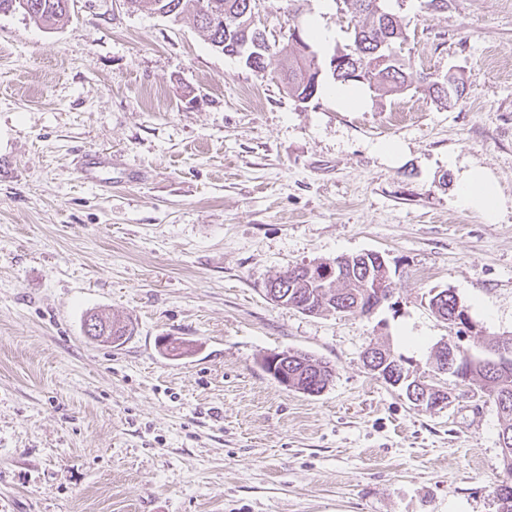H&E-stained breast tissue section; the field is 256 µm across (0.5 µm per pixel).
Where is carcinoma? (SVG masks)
I'll use <instances>...</instances> for the list:
<instances>
[{"label": "carcinoma", "mask_w": 512, "mask_h": 512, "mask_svg": "<svg viewBox=\"0 0 512 512\" xmlns=\"http://www.w3.org/2000/svg\"><path fill=\"white\" fill-rule=\"evenodd\" d=\"M135 10H150L178 21L186 14L196 20L199 31L217 51L234 49L238 42L248 40L258 43L256 57L246 56V66L263 73L268 67L266 59L271 54L279 56V65L286 80L288 95L299 102L305 101L308 88L317 68L323 62L313 53L295 52L294 42L287 40L279 48H274L266 31L255 26L241 28L246 21L243 14L256 0H129ZM353 7L354 20L350 43L345 52L348 60L336 65L338 73L333 75L340 84L361 83L385 94H400L410 87L407 66L404 60L392 65L384 62V53L377 51L382 43L394 47L408 40L406 25L396 16L384 18L372 9L374 0H344ZM9 12L20 14L24 19L41 27L52 28L70 18L71 0H0V14ZM463 82L443 77L435 80L423 78L419 89L428 94L437 103L448 107L456 104L463 95ZM362 270L358 263L346 266L343 280L332 277L326 279L320 275L308 274V265L298 264L288 272L268 281V285L278 286V296L274 301L294 308L303 314L321 315L325 312L342 311L350 314L365 313L370 298L362 288ZM456 296L447 293L441 301V313L451 325L464 322L463 311L456 309ZM473 344L483 348L485 356L470 352L466 346L454 349L455 368L468 369L472 379L477 381L480 392L493 402L499 419L508 424L499 433L508 434V442L501 448L508 449L512 458V367L503 368L505 351H512V336H485L477 331L470 337ZM296 364L288 366V374L294 382L292 388L304 394L325 389L333 380L334 370L329 363L314 359L306 353L294 352Z\"/></svg>", "instance_id": "cac0c4a2"}]
</instances>
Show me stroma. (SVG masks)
<instances>
[{
  "label": "stroma",
  "mask_w": 512,
  "mask_h": 512,
  "mask_svg": "<svg viewBox=\"0 0 512 512\" xmlns=\"http://www.w3.org/2000/svg\"><path fill=\"white\" fill-rule=\"evenodd\" d=\"M411 81L455 71L445 108L411 88L301 103L211 47L191 16L74 0L44 29L0 14V512H497L495 406L444 376L412 405L363 365L370 344L430 370L447 290L487 336L512 335V208L453 203L489 170L512 199V0H389ZM344 0H304L349 42ZM398 143L397 154L380 151ZM121 160L100 190L80 157ZM374 251L392 295L373 313L305 315L267 281ZM124 323L91 339V313ZM184 343L175 356L167 340ZM330 363L323 393L286 389L264 356ZM93 320H96L98 322L102 330L104 329L105 325H107L109 329H112L109 331V333L112 331V336H107L106 330L102 332L99 326H91L90 324L87 326V322ZM86 326V331L89 336L100 341L109 340L111 344H113V341H111L113 336H118L117 338L119 339L122 338L123 336H130L131 334V330L128 328V325H120V323H115L114 321L106 320L102 317H99L97 314L89 315V318L86 321ZM115 327L117 328L114 331ZM100 333L102 336H98Z\"/></svg>",
  "instance_id": "35a3bbf8"
}]
</instances>
